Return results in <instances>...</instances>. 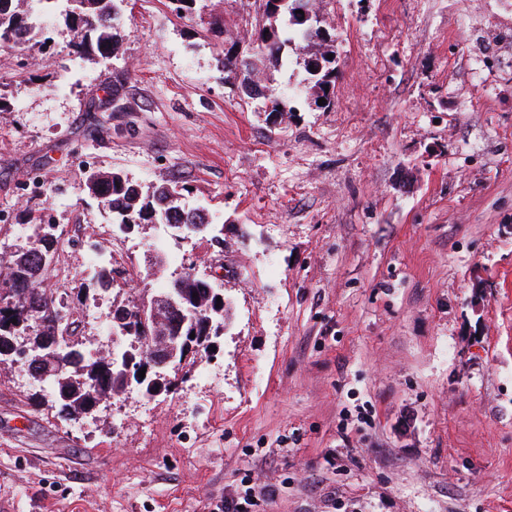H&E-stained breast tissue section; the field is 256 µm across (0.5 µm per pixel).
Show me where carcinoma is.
<instances>
[{
	"mask_svg": "<svg viewBox=\"0 0 512 512\" xmlns=\"http://www.w3.org/2000/svg\"><path fill=\"white\" fill-rule=\"evenodd\" d=\"M125 0H0V49L24 46L36 40L41 28V16H64L65 24L75 36L68 44L75 55H96L109 60L121 41L119 20ZM260 20L242 52L236 45L223 50L224 72L239 79L246 93L269 100L271 112L280 114L288 99L266 93L258 84L265 62L279 59L291 46L304 43L317 48L324 57L336 54L334 39H326L323 16L316 0H254ZM307 81L328 96L336 79V67L306 69ZM85 188L103 204L114 224H181L188 232L197 224L209 220L204 210L187 209L180 203L177 186L161 184L150 192L119 171H95L86 175ZM27 248H15L0 253V268L7 269L3 282L9 284L12 303L0 305V351L13 348L17 341L15 324L23 323L29 313L39 314L40 324L23 337L22 348L38 353L50 350L55 320L59 313H69L68 296L58 295L42 287L46 270L41 266V254L47 249H58V236L45 225V215L32 216L26 222ZM198 297H193V294ZM178 307L165 312V319L181 329L182 340L193 345L191 366L209 353L213 338L226 327L228 307L217 305L208 295L205 280L186 272L178 292ZM139 302L126 303L111 313L110 323L123 321L126 337L132 341L120 353L132 367L141 366L147 358L149 344L140 331ZM29 378L40 386V394L33 395L37 404L47 400L49 408L62 420H73L95 411L98 396L122 390L112 378V361L85 355V346L73 356L60 351L43 366H25Z\"/></svg>",
	"mask_w": 512,
	"mask_h": 512,
	"instance_id": "carcinoma-1",
	"label": "carcinoma"
}]
</instances>
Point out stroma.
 Here are the masks:
<instances>
[{
    "label": "stroma",
    "mask_w": 512,
    "mask_h": 512,
    "mask_svg": "<svg viewBox=\"0 0 512 512\" xmlns=\"http://www.w3.org/2000/svg\"><path fill=\"white\" fill-rule=\"evenodd\" d=\"M322 10L333 103L300 50L264 74L299 89L274 121L217 63L249 0H130L107 61L70 54L53 16L54 52L0 50V252L40 208L69 240V295L93 248L130 273L83 309L97 353L114 304L173 274L229 304L206 366L117 413L60 421L0 368V512H213L251 487L274 491L253 512H512V0ZM90 166L183 187L223 246L114 232Z\"/></svg>",
    "instance_id": "stroma-1"
}]
</instances>
